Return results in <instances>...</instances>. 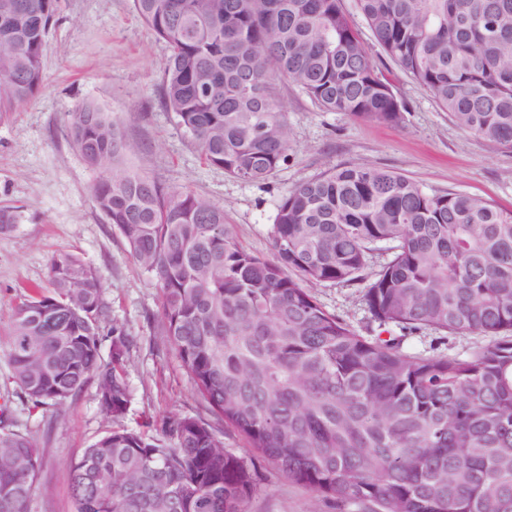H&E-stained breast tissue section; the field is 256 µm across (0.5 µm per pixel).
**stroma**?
I'll list each match as a JSON object with an SVG mask.
<instances>
[{"label": "stroma", "mask_w": 512, "mask_h": 512, "mask_svg": "<svg viewBox=\"0 0 512 512\" xmlns=\"http://www.w3.org/2000/svg\"><path fill=\"white\" fill-rule=\"evenodd\" d=\"M341 5L378 74L404 106L403 119L392 124L329 112L293 83H282L289 159L266 183L257 184L206 165L165 108L160 84L169 51L138 17L133 0H58L43 56L45 85L0 122V208L19 215L16 229L0 237V405H7L43 459L31 512H73L71 466L112 426L99 409L95 380L63 405L35 409L11 379L8 311L28 288L47 285L52 255L78 254L103 277L108 318L99 336L102 357L110 355L113 325L129 335L132 401L124 426L142 430L167 418L210 416L167 341L150 275L95 205L98 173L68 138L69 116L82 104L109 111L138 145L129 165L223 206L242 244L266 257L282 194L331 166L375 165L408 176L429 193H464L512 210V151L460 129L430 92L385 54L356 0ZM316 295L356 331H372L361 285L323 286ZM390 333L402 335L404 351L413 355H462L476 342L472 336L427 329L402 333L394 327ZM259 472L246 512H334L272 467L260 466Z\"/></svg>", "instance_id": "stroma-1"}]
</instances>
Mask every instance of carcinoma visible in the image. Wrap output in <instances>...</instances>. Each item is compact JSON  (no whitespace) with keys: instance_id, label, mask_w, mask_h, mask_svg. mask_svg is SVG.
<instances>
[{"instance_id":"1","label":"carcinoma","mask_w":512,"mask_h":512,"mask_svg":"<svg viewBox=\"0 0 512 512\" xmlns=\"http://www.w3.org/2000/svg\"><path fill=\"white\" fill-rule=\"evenodd\" d=\"M375 41L455 124L512 150V0H356ZM58 0H0V120L45 84ZM166 44L161 98L208 165L251 183L288 161L279 83L329 112L399 123L341 0H133ZM68 133L100 171L97 208L158 290L165 336L218 421L253 448H224L198 417L121 426L130 341L106 316L99 272L54 255L45 288L9 311L12 379L32 407L90 379L115 427L74 462V512H245L256 460L338 512H512V211L430 195L375 166L331 167L287 190L272 258L247 249L224 207L123 167L135 146L86 104ZM363 285L371 320L480 335L464 356L411 355L364 336L317 300ZM39 450L0 411V512H30Z\"/></svg>"}]
</instances>
